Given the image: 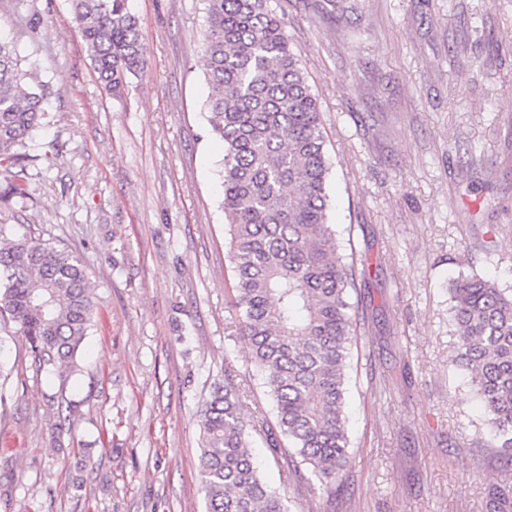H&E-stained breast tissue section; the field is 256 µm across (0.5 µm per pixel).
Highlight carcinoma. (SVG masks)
<instances>
[{
	"label": "carcinoma",
	"mask_w": 512,
	"mask_h": 512,
	"mask_svg": "<svg viewBox=\"0 0 512 512\" xmlns=\"http://www.w3.org/2000/svg\"><path fill=\"white\" fill-rule=\"evenodd\" d=\"M206 109L224 145L222 207L229 226L236 331L247 338L293 467L307 466L322 494L343 491L352 462L344 414L349 359L358 347L350 311L356 261L340 253L329 222L327 155L316 94L269 0H206ZM73 22L105 88L117 96L145 66L128 0H71ZM18 47L0 39V171L36 158L27 140L48 125L49 87L27 86ZM455 362L481 397L497 447L512 462V297L480 278L451 288ZM95 296L79 255L0 224V315L25 337L38 370L65 385L78 371ZM267 425L245 412L230 380L201 414L200 482L206 512H288L247 450Z\"/></svg>",
	"instance_id": "cac0c4a2"
}]
</instances>
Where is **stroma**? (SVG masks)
I'll list each match as a JSON object with an SVG mask.
<instances>
[{
  "label": "stroma",
  "instance_id": "stroma-1",
  "mask_svg": "<svg viewBox=\"0 0 512 512\" xmlns=\"http://www.w3.org/2000/svg\"><path fill=\"white\" fill-rule=\"evenodd\" d=\"M318 96L330 220L363 256L345 495L250 451L291 512H512L507 467L455 363L454 279L512 295V0H270ZM142 76L107 93L70 0H0V37L50 88L26 198L0 224L78 254L97 310L59 386L0 318V512H205L200 414L232 377L272 415L236 331L210 132L204 0H129ZM73 405L58 427L56 397Z\"/></svg>",
  "mask_w": 512,
  "mask_h": 512
}]
</instances>
